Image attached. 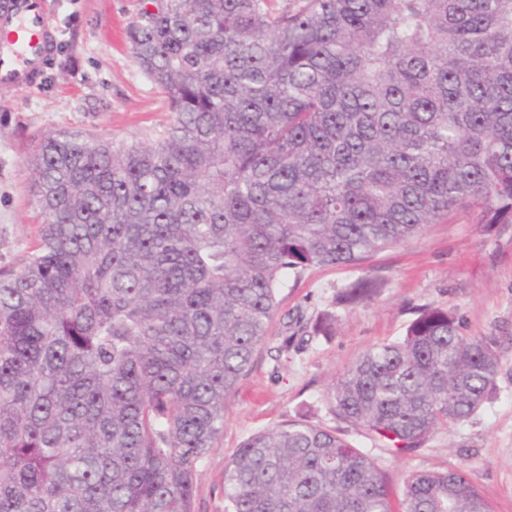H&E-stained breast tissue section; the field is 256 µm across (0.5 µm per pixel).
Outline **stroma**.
Returning a JSON list of instances; mask_svg holds the SVG:
<instances>
[{"mask_svg":"<svg viewBox=\"0 0 512 512\" xmlns=\"http://www.w3.org/2000/svg\"><path fill=\"white\" fill-rule=\"evenodd\" d=\"M140 0H56L53 54L36 88L0 87V268L18 265L39 241L42 218L26 159L34 139L80 130L114 143L149 142L170 117L162 91L144 74L126 30ZM368 276L381 282L369 302L338 293ZM266 343L239 381L224 433L196 474L195 512H224V468L251 434L289 420L336 429L388 473L395 491L407 474L465 466L492 512H512V224L486 227L467 214L426 225L413 240L355 264L315 266L292 278ZM453 312L467 336H496V394L468 421L439 431L407 456L336 419L326 394L368 348L404 336L415 308ZM335 315L332 331L284 347L290 317Z\"/></svg>","mask_w":512,"mask_h":512,"instance_id":"stroma-1","label":"stroma"}]
</instances>
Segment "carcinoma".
<instances>
[{
    "label": "carcinoma",
    "mask_w": 512,
    "mask_h": 512,
    "mask_svg": "<svg viewBox=\"0 0 512 512\" xmlns=\"http://www.w3.org/2000/svg\"><path fill=\"white\" fill-rule=\"evenodd\" d=\"M127 39L170 122L27 158L44 222L0 269V512H194L289 277L460 213L512 224V0H141ZM499 359L426 307L327 398L404 456L491 399ZM224 500L392 512L383 468L297 420L232 453ZM400 506L491 512L463 466L408 474Z\"/></svg>",
    "instance_id": "cac0c4a2"
}]
</instances>
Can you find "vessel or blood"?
<instances>
[{
  "label": "vessel or blood",
  "instance_id": "b4317fda",
  "mask_svg": "<svg viewBox=\"0 0 512 512\" xmlns=\"http://www.w3.org/2000/svg\"><path fill=\"white\" fill-rule=\"evenodd\" d=\"M54 0H0V86L33 88L54 42Z\"/></svg>",
  "mask_w": 512,
  "mask_h": 512
}]
</instances>
